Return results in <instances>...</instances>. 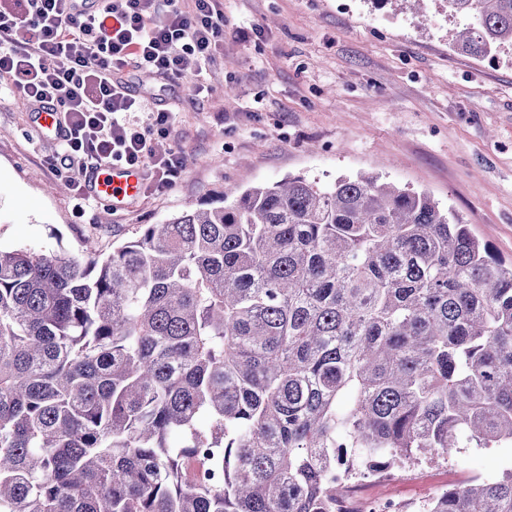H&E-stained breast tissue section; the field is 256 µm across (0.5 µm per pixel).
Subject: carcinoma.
I'll list each match as a JSON object with an SVG mask.
<instances>
[{"instance_id":"1","label":"carcinoma","mask_w":512,"mask_h":512,"mask_svg":"<svg viewBox=\"0 0 512 512\" xmlns=\"http://www.w3.org/2000/svg\"><path fill=\"white\" fill-rule=\"evenodd\" d=\"M512 52V0H445ZM512 445V261L379 175L203 201L105 257L0 248V512H350ZM421 512H512V473ZM512 471V447L463 448L448 462L422 464L409 472L397 473L383 481L367 480L352 496H386L404 504L408 512L448 485L472 476L500 477Z\"/></svg>"}]
</instances>
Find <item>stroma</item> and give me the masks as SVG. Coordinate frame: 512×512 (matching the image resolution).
Segmentation results:
<instances>
[{
    "mask_svg": "<svg viewBox=\"0 0 512 512\" xmlns=\"http://www.w3.org/2000/svg\"><path fill=\"white\" fill-rule=\"evenodd\" d=\"M420 25L404 0H224V42L198 73L204 93L127 69L142 104L175 123L168 148L191 165L168 188L153 170L119 209L51 170L58 142L38 135L30 104L0 77V248L101 254L141 225L289 175L330 182L378 174L431 193L512 260V59L456 51L457 20L429 0ZM512 471V447L465 448L356 496H386L416 512L448 485Z\"/></svg>",
    "mask_w": 512,
    "mask_h": 512,
    "instance_id": "stroma-1",
    "label": "stroma"
}]
</instances>
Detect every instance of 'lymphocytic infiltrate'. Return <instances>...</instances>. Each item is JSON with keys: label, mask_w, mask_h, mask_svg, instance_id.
<instances>
[{"label": "lymphocytic infiltrate", "mask_w": 512, "mask_h": 512, "mask_svg": "<svg viewBox=\"0 0 512 512\" xmlns=\"http://www.w3.org/2000/svg\"><path fill=\"white\" fill-rule=\"evenodd\" d=\"M224 36L222 0H0V75L33 111L65 114L55 175L74 179L89 162L153 168L162 186L182 169L162 148L171 112L131 122L139 102L121 77L128 63L183 79L186 57L206 65Z\"/></svg>", "instance_id": "lymphocytic-infiltrate-1"}]
</instances>
